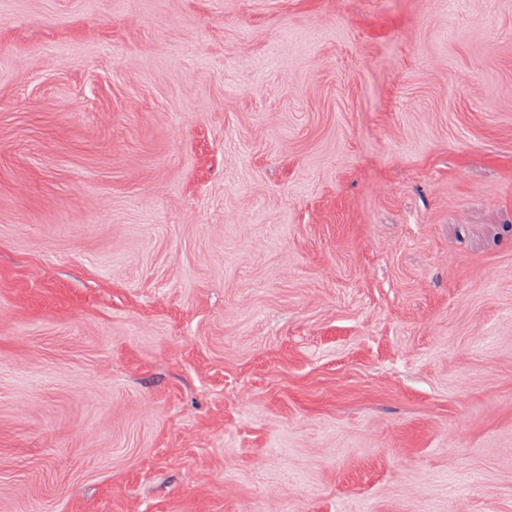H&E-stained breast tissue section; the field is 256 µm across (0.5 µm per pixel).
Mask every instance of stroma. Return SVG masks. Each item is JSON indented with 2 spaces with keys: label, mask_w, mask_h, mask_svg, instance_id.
Segmentation results:
<instances>
[{
  "label": "stroma",
  "mask_w": 512,
  "mask_h": 512,
  "mask_svg": "<svg viewBox=\"0 0 512 512\" xmlns=\"http://www.w3.org/2000/svg\"><path fill=\"white\" fill-rule=\"evenodd\" d=\"M0 512H512V0H0Z\"/></svg>",
  "instance_id": "obj_1"
}]
</instances>
